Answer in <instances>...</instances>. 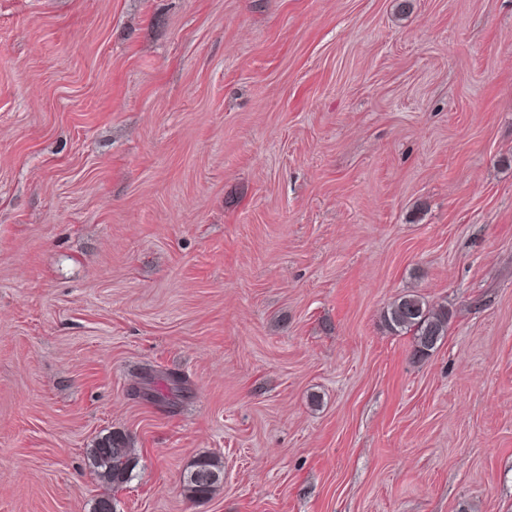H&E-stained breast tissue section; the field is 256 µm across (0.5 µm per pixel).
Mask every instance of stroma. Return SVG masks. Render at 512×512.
<instances>
[{"label": "stroma", "instance_id": "obj_1", "mask_svg": "<svg viewBox=\"0 0 512 512\" xmlns=\"http://www.w3.org/2000/svg\"><path fill=\"white\" fill-rule=\"evenodd\" d=\"M114 433L116 512H512V0H0V512ZM395 333H412L413 356L425 358L434 351L447 333L448 311L433 312L418 295L403 294L395 299L384 315ZM224 471L212 456L203 455L195 460L183 479L184 490L191 499H208L223 483Z\"/></svg>", "mask_w": 512, "mask_h": 512}]
</instances>
